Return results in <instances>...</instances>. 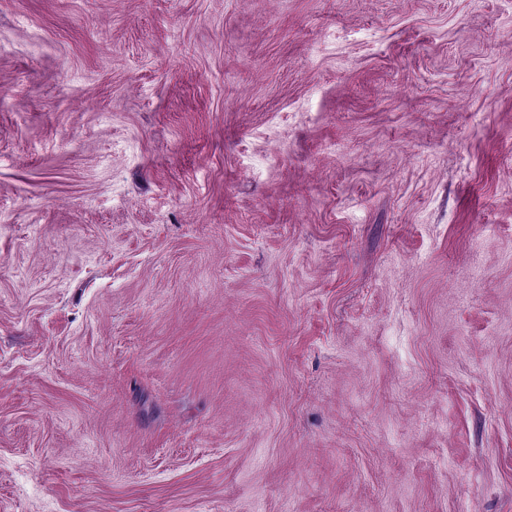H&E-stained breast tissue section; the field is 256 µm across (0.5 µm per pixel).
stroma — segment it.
<instances>
[{"label": "stroma", "mask_w": 512, "mask_h": 512, "mask_svg": "<svg viewBox=\"0 0 512 512\" xmlns=\"http://www.w3.org/2000/svg\"><path fill=\"white\" fill-rule=\"evenodd\" d=\"M0 512H512V0H0Z\"/></svg>", "instance_id": "stroma-1"}]
</instances>
